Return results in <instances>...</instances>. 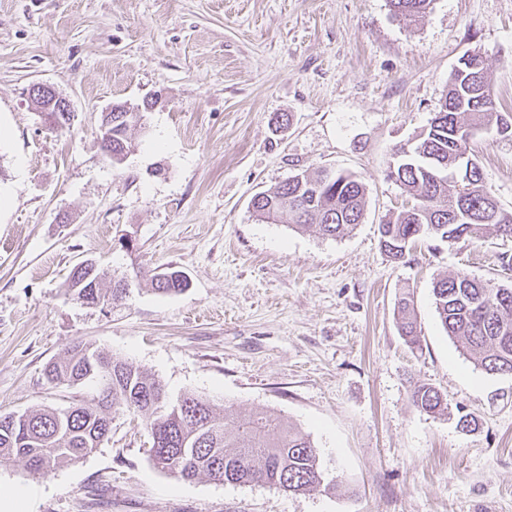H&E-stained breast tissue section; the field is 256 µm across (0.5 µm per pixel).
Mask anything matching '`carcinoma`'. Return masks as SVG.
<instances>
[{"instance_id": "1", "label": "carcinoma", "mask_w": 512, "mask_h": 512, "mask_svg": "<svg viewBox=\"0 0 512 512\" xmlns=\"http://www.w3.org/2000/svg\"><path fill=\"white\" fill-rule=\"evenodd\" d=\"M433 0H389L394 15L415 20ZM487 58L477 69H453L442 108L435 113L411 148L412 157L397 168V181L415 204L379 225L380 244L392 258L404 257L422 236L450 244L480 238L490 227L512 237V212L502 209L483 186L479 166L460 186L423 171L426 157L442 171L452 169L465 147L466 129L496 128L502 114L492 101ZM145 124V112H114L112 128H100L101 148L112 145L117 155L134 151L129 131ZM366 187L355 175L322 170L314 176L296 174L263 191L253 203L260 220L303 229L313 226L326 237L344 236L361 223ZM152 289L177 295L188 288L181 270L152 273ZM69 289L89 306H119L127 297L125 278L90 264L71 271ZM436 311L448 336L475 366L487 374H512V288L485 285L456 274L434 282ZM401 335L416 343L410 301L402 299ZM44 377L50 384L92 382L96 396L89 404L40 408L0 415V464L24 462L36 475L76 462L98 448L112 433V410L119 406L140 418L151 436L154 464L184 480L200 474L222 481L231 473L237 484L261 483L285 493L336 489L325 481L319 453L308 435L288 428L278 418L258 412L241 417L228 408L195 395L172 400L154 376L127 361L114 359L87 344L66 348L49 364ZM421 412L446 409L442 395L427 384L411 393Z\"/></svg>"}]
</instances>
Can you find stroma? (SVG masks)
<instances>
[{
	"instance_id": "stroma-1",
	"label": "stroma",
	"mask_w": 512,
	"mask_h": 512,
	"mask_svg": "<svg viewBox=\"0 0 512 512\" xmlns=\"http://www.w3.org/2000/svg\"><path fill=\"white\" fill-rule=\"evenodd\" d=\"M478 50L512 115V0H433L417 23L388 0H0V414L90 401L95 386L44 378L82 342L170 397L308 434L336 490L180 479L153 465L146 429L122 408L85 458L39 475L0 467V486L24 492L28 512H512V374L475 369L432 294L458 273L512 286V238H421L395 261L378 232L413 202L386 176L396 150ZM35 83L69 100L70 126L44 125ZM153 95L135 151L112 164L97 139L104 111ZM471 147L512 211V137L488 131ZM321 169L366 186L352 233L256 219L254 195ZM85 260L119 274L172 267L189 286L158 295L143 280L121 309L88 307L68 290ZM406 292L413 348L397 319ZM417 383L443 394L447 415L414 408Z\"/></svg>"
}]
</instances>
